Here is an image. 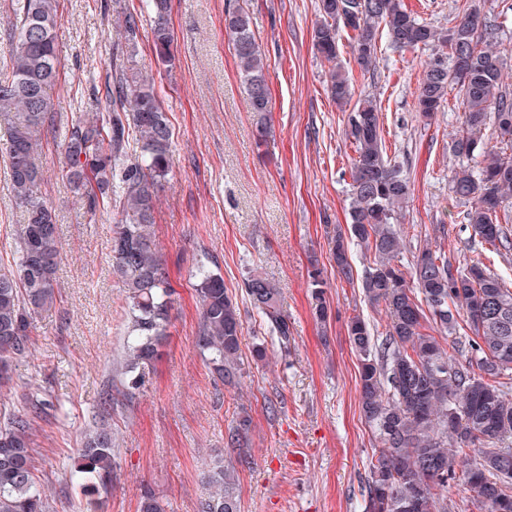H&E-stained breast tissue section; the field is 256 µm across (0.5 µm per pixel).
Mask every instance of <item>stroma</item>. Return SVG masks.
I'll return each mask as SVG.
<instances>
[{"label": "stroma", "mask_w": 512, "mask_h": 512, "mask_svg": "<svg viewBox=\"0 0 512 512\" xmlns=\"http://www.w3.org/2000/svg\"><path fill=\"white\" fill-rule=\"evenodd\" d=\"M58 42L63 76L51 96L69 114L73 102L99 112L91 89L112 68L116 39L107 0H59ZM427 21L444 24L463 5L494 19L501 0H405ZM226 0H171L173 67L156 65L151 27L143 25L137 67L152 69L174 132L172 169L156 207L155 239L176 291L172 325L160 359L134 396L123 393L116 369L124 355L127 316L112 274V213L90 216L87 199L61 178L57 139L39 155L41 192L56 209L62 243L60 298L35 316L31 353L19 387L48 394L55 412L37 418L38 474L47 512H139L144 489L168 512H197L211 468L229 459L224 438L249 415L247 452L240 469L241 512H362L372 434L358 404L359 360L346 322L370 325L384 311L363 300L359 284L340 281L331 238L347 222L353 147L344 135L347 114L325 90L328 65L311 50L317 0H248L252 28L268 59L273 137L255 142L256 117L239 81L224 34ZM339 58L356 95L381 106L387 153L403 166L411 198L401 221L413 246L444 250L452 262L468 258L472 230L464 208L448 192L458 160L450 150L461 123L456 97L430 122L416 112L423 50H383L375 74L361 72L342 33ZM24 211L0 163V265L14 254V230ZM218 268L236 295L243 322L242 377L216 383L195 348L200 306L193 290L198 262ZM327 282L328 317L317 321L310 273ZM259 270L284 298L294 341L281 355L267 339V359L252 357L261 318L242 296V281ZM112 392V487L95 508L77 490L73 461L98 419L100 396Z\"/></svg>", "instance_id": "1"}]
</instances>
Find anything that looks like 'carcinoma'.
<instances>
[{
  "instance_id": "obj_1",
  "label": "carcinoma",
  "mask_w": 512,
  "mask_h": 512,
  "mask_svg": "<svg viewBox=\"0 0 512 512\" xmlns=\"http://www.w3.org/2000/svg\"><path fill=\"white\" fill-rule=\"evenodd\" d=\"M157 61H174L170 0H146ZM117 44L112 77L93 95L104 112L76 111L64 125L49 90L61 75L56 29L58 0H12L1 39L11 45L0 58V121L9 130L0 160L13 197L25 209L15 230L16 259L0 266V398L7 396L18 363L30 351L34 316L59 295L56 270L60 239L55 208L40 192L37 157L42 140L60 131L65 155L62 177L92 205L112 209V271L124 291L129 319L121 385L133 395L145 384L171 324V288L154 235V212L167 182L173 131L153 74L132 65L141 15L117 3ZM311 32L315 53L329 64L327 92L349 109L346 138L351 160L347 230H337L336 275L354 282L350 245L360 247L361 288L372 307H384V331L357 314L346 324L359 358V408L373 437L364 512H448L443 491L461 481L475 494L479 512H512V288L478 256L454 265L446 252L428 246L403 270L406 237L400 224L410 196L402 166L389 157L380 125L381 107L371 97L354 99L349 72L338 60L339 29L353 32L359 68L374 71L379 42L394 49L429 52L418 87L417 109L428 119L447 101L461 98L460 130L451 142L464 160L448 190L467 207L464 219L480 242L512 248L499 212L512 200V84L504 81L507 58L498 49L500 26L468 8L448 24L435 25L409 10L404 0H319ZM224 31L232 45L251 111L271 108L265 54L251 30L246 0H229ZM194 283L200 305L195 348L211 374L226 385L241 378L242 321L224 277L205 265ZM245 294L288 353L292 332L279 289L251 271ZM314 314H327L321 270L312 274ZM468 332L447 350L435 332ZM0 417V512H46L45 491L35 474L34 416L53 408L40 390L28 389ZM112 395L103 397L99 421L79 450L75 472L83 493L112 487L114 456L109 424ZM251 419L243 415L226 435L238 463ZM210 492L198 512H241L235 467L221 462L210 471ZM140 512H167V503L144 491Z\"/></svg>"
}]
</instances>
